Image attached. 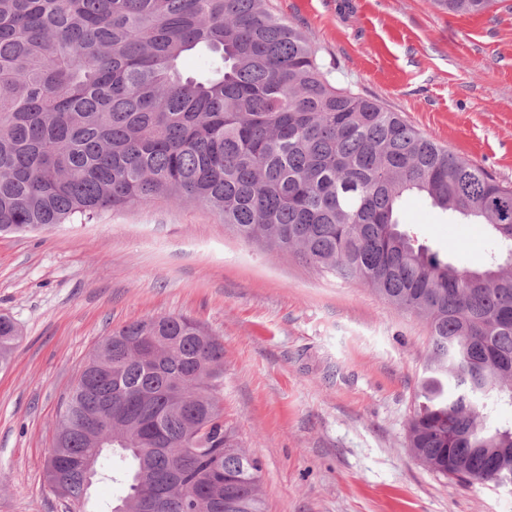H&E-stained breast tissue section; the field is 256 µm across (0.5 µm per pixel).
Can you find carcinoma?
<instances>
[{
    "label": "carcinoma",
    "instance_id": "carcinoma-1",
    "mask_svg": "<svg viewBox=\"0 0 512 512\" xmlns=\"http://www.w3.org/2000/svg\"><path fill=\"white\" fill-rule=\"evenodd\" d=\"M476 13L493 0H433ZM205 50L209 76L183 59ZM418 193L489 227L491 262L420 243ZM158 198L203 204L241 240L292 253L423 317L430 351L407 423L432 471L498 484L512 471V187L397 112L338 88L318 49L269 0H0V233L35 231ZM187 317L112 331L59 413L46 477L83 512L107 452L130 461V512H265L258 461L221 403L224 348ZM141 336L168 344L133 351ZM20 330L0 315V370Z\"/></svg>",
    "mask_w": 512,
    "mask_h": 512
}]
</instances>
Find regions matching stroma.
Segmentation results:
<instances>
[{"label":"stroma","mask_w":512,"mask_h":512,"mask_svg":"<svg viewBox=\"0 0 512 512\" xmlns=\"http://www.w3.org/2000/svg\"><path fill=\"white\" fill-rule=\"evenodd\" d=\"M334 85L512 187V0L455 14L432 0H271ZM421 242L482 268L485 226L411 195ZM0 314L22 341L0 370V512H66L46 461L63 396L101 340L159 316L224 347V418L262 467L266 512H512V486L461 484L414 457L407 421L429 351L425 320L296 256L248 244L196 203L159 198L90 221L0 234ZM116 480L89 512H110Z\"/></svg>","instance_id":"obj_1"}]
</instances>
